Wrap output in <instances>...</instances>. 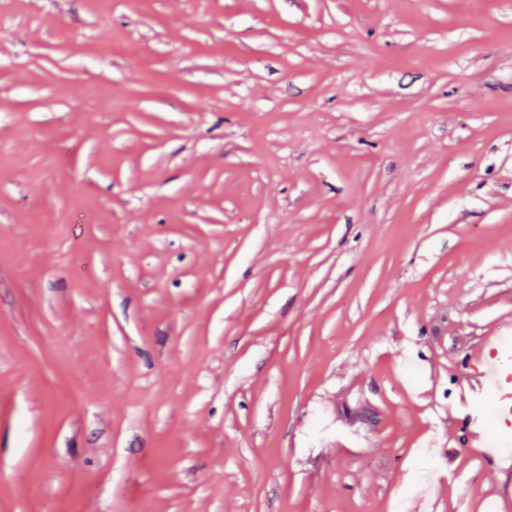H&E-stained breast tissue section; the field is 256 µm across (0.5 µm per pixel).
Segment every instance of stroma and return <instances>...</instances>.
Returning <instances> with one entry per match:
<instances>
[{
	"mask_svg": "<svg viewBox=\"0 0 512 512\" xmlns=\"http://www.w3.org/2000/svg\"><path fill=\"white\" fill-rule=\"evenodd\" d=\"M512 0H0V512H496Z\"/></svg>",
	"mask_w": 512,
	"mask_h": 512,
	"instance_id": "stroma-1",
	"label": "stroma"
}]
</instances>
